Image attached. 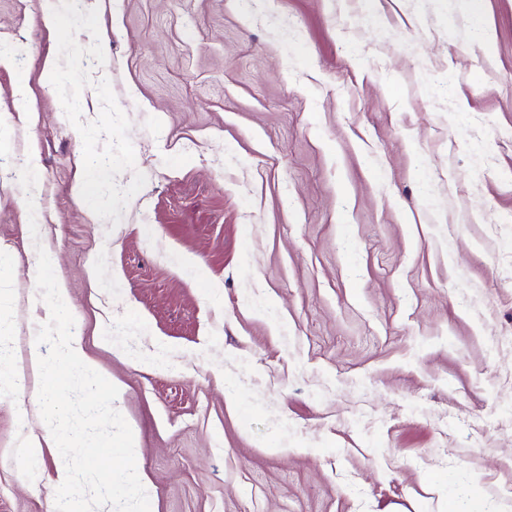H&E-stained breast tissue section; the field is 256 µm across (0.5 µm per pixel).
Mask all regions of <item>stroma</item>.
<instances>
[{
	"mask_svg": "<svg viewBox=\"0 0 512 512\" xmlns=\"http://www.w3.org/2000/svg\"><path fill=\"white\" fill-rule=\"evenodd\" d=\"M84 3L0 0V512L41 249L150 512H512V0Z\"/></svg>",
	"mask_w": 512,
	"mask_h": 512,
	"instance_id": "stroma-1",
	"label": "stroma"
}]
</instances>
